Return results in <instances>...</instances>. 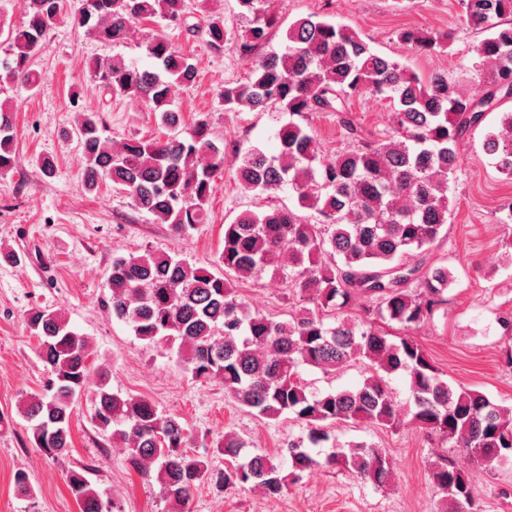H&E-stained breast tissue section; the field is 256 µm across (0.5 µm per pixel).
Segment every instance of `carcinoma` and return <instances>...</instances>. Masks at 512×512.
<instances>
[{"label":"carcinoma","instance_id":"obj_1","mask_svg":"<svg viewBox=\"0 0 512 512\" xmlns=\"http://www.w3.org/2000/svg\"><path fill=\"white\" fill-rule=\"evenodd\" d=\"M247 22L239 51L252 56L269 43L276 18L272 0H238ZM463 25L481 39L472 46L476 67L490 72L477 93L448 83L443 71L422 79L399 62L372 49L356 31L310 15L295 21L281 51L258 57L244 83L226 85L224 110L286 112L277 132L280 151L244 152L237 181L247 190L292 191L299 207L322 220L312 223L290 208L261 215L246 212L224 225L219 270L191 267L168 254L145 252L112 260L109 275L112 316L131 326L150 344L179 342V362L202 381L218 380L224 391L256 416H285L300 423L306 440L288 445L294 476L317 467L344 468L383 487L392 467L384 449L357 442L344 449L327 425L362 422L389 429L414 424L450 448H460L486 466L512 456V407L496 405L478 390L455 387L442 378L422 346L411 336L392 339L384 325L419 327L442 301L452 283L447 267L422 269L432 245L448 222L450 176L461 159L465 134L485 114L512 102V0H462ZM187 0H25L22 22L12 27L0 83L33 90L41 74L32 69L46 36L61 18L97 40L120 45L135 25L159 18L175 28L187 23ZM200 32L214 52L224 50V21L211 16ZM411 50L443 52L448 37L413 29L399 34ZM153 67L141 69L121 56L87 62L88 77L113 96L134 99L160 114L168 133L120 144L105 136L103 123L85 115L76 133L86 161L88 189L108 180L124 190L133 205L180 235L201 224L215 177L224 167V150L209 138L205 120L187 137L177 133L181 115L171 90L195 82L192 59L176 50L163 32L145 41ZM392 101L390 135L357 139L354 148L326 159L312 129L302 124L310 112H336L352 135L357 129L344 113L356 96ZM483 149L494 167L512 178V108L500 113ZM16 165L14 110L0 102V174ZM328 253L336 260L323 265ZM288 270L294 294L313 304L286 321L245 310L233 278L256 280ZM419 287L411 288L412 282ZM362 298L365 319L356 322L342 308ZM333 323H326V319ZM26 327L47 378L43 391L25 399L21 413L31 423L33 443L59 460L72 448L70 423L75 403L85 394L91 371L89 338L73 329L61 313L33 308ZM351 363L366 376L352 389L317 392L301 377V368L335 373ZM406 374L410 401L399 406L390 386L392 374ZM91 420L99 433L124 443L135 470L157 480L171 503L183 505L197 485L222 492L252 484L270 495L288 486L283 462L261 452L242 454L245 443L226 433L217 452L230 465L214 469L188 454V430L150 401L120 396L101 384L92 395ZM331 444L320 456L314 448ZM90 467L71 469L66 485L80 512H110L108 489L92 484ZM436 488L449 512H477L473 487L453 456L442 454L432 466Z\"/></svg>","mask_w":512,"mask_h":512}]
</instances>
